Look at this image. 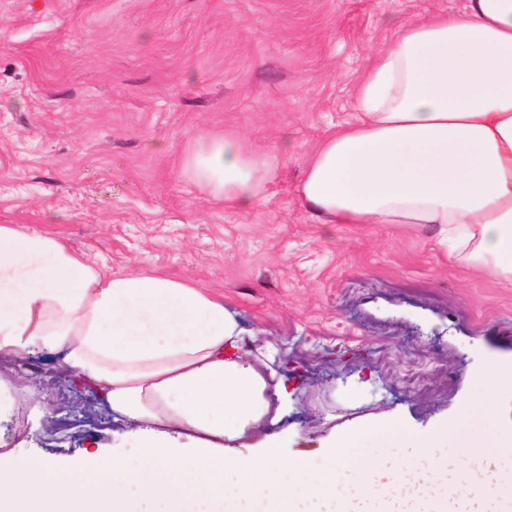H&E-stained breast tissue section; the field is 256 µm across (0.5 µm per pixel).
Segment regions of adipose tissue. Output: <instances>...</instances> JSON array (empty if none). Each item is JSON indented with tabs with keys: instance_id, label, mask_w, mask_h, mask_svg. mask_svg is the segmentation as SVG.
I'll return each mask as SVG.
<instances>
[{
	"instance_id": "adipose-tissue-1",
	"label": "adipose tissue",
	"mask_w": 512,
	"mask_h": 512,
	"mask_svg": "<svg viewBox=\"0 0 512 512\" xmlns=\"http://www.w3.org/2000/svg\"><path fill=\"white\" fill-rule=\"evenodd\" d=\"M354 121L329 130L297 193L325 224H424L450 261L512 286V0L399 23L354 94ZM185 168L225 205L248 210L268 163L232 137L202 144ZM235 321L195 285L90 266L57 239L0 224V356L59 352L58 369L93 385L112 414L142 423L135 465L85 456L82 474L23 457L0 465V512H448L512 502V472L478 489L471 467L512 451V432L483 425L512 393L491 367L454 417L413 434L373 419L332 435L330 469L284 460L275 445L232 454L276 424L281 381L233 355ZM457 436L454 462L437 455ZM382 442V455L366 452Z\"/></svg>"
}]
</instances>
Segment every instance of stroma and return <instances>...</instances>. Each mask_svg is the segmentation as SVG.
<instances>
[{
    "label": "stroma",
    "mask_w": 512,
    "mask_h": 512,
    "mask_svg": "<svg viewBox=\"0 0 512 512\" xmlns=\"http://www.w3.org/2000/svg\"><path fill=\"white\" fill-rule=\"evenodd\" d=\"M458 0H0V224L50 235L95 267L221 297L238 355L273 344L285 459L328 466L340 430L451 419L471 380L512 363V288L460 267L429 227L322 224L296 193L315 144L391 26ZM262 153L246 212L184 171L204 139ZM52 353L0 357V459L78 465L132 455L139 425L49 374ZM44 431L30 434L34 403Z\"/></svg>",
    "instance_id": "stroma-1"
}]
</instances>
